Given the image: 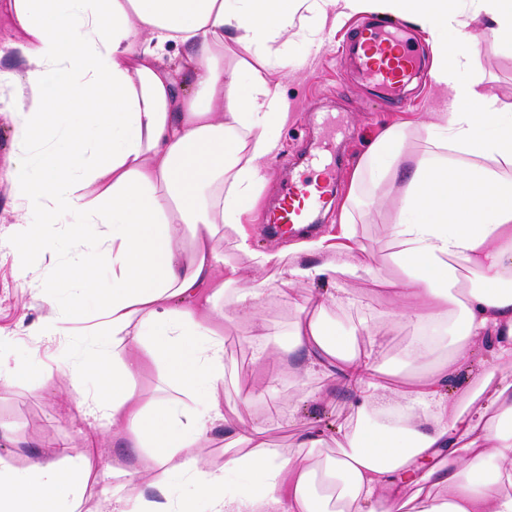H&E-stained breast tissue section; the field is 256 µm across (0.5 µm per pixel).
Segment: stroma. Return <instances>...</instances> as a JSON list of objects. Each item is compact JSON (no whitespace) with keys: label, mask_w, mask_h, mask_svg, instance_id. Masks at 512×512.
<instances>
[{"label":"stroma","mask_w":512,"mask_h":512,"mask_svg":"<svg viewBox=\"0 0 512 512\" xmlns=\"http://www.w3.org/2000/svg\"><path fill=\"white\" fill-rule=\"evenodd\" d=\"M362 20L359 13L328 17L321 45L297 39L288 47V66L278 75V90L288 103L287 118L278 129L277 153L263 165L258 202L244 219L255 249L278 251L288 246V238L267 236L262 222L282 182L309 176L307 159L312 155L335 165L337 187L316 229L307 237L313 240L337 233L352 174L372 139L382 128L406 121L410 136L396 178L380 190L363 183L353 208L356 256L376 268L394 267L391 220L395 202L413 160L426 146L423 126L433 113L441 111L445 93L431 79L414 80L402 100L392 102L375 81L341 67L337 49ZM470 30L477 36L473 51L478 73L493 95L512 104V48L493 45L478 24H471ZM23 38V31L12 21L9 0H0V69L23 74L26 65L14 49ZM63 255L59 246L38 251L23 279L10 247L0 248V336L8 340L14 370L13 382L0 386V420L12 424L16 438L15 444L0 445V459L19 470L29 468L39 458L60 460L64 455L78 454L90 430L79 410H65L66 383L56 372L58 359L84 348V341L67 336L36 351L30 339L19 332L20 324L44 315V308L33 299L31 285L46 268L60 264ZM349 291L354 298L350 305L332 303L334 285L326 280L288 286L281 292L270 290L262 296L259 317L272 334L269 353L279 360V375L272 383L241 337L235 303L227 300L219 304L226 324L224 413L229 422L266 427L271 446L286 452L294 450L301 434L318 433L321 444L312 454L316 462L336 455L346 443V434L369 425V416L357 413L350 393L337 379L305 378L301 362L282 355L299 308L311 297L325 301L327 324L336 333L367 324L371 334L360 338V351L375 352V361L387 380H408L412 366L406 351L413 327L406 321L395 322L388 286L368 278L350 283ZM486 379L494 384L512 381V367L498 364L481 344L464 358L446 392L461 399ZM272 397L288 403L289 423L268 413L266 402Z\"/></svg>","instance_id":"35a3bbf8"}]
</instances>
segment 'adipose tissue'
<instances>
[{
    "label": "adipose tissue",
    "mask_w": 512,
    "mask_h": 512,
    "mask_svg": "<svg viewBox=\"0 0 512 512\" xmlns=\"http://www.w3.org/2000/svg\"><path fill=\"white\" fill-rule=\"evenodd\" d=\"M373 0H10L25 40L18 50L24 81L0 70V87L16 86L21 147L1 177L17 220L0 241L17 258L49 244L45 227L66 229L68 262L43 271L33 289L47 313L24 327L35 345L71 333L88 293L97 311L90 337L111 333L108 349L64 357L66 399L90 419L82 453L63 466L38 461L17 470L0 463V512H88L98 488L110 512H512V382L480 402L460 406L444 393L468 347L489 343L512 366V105L490 94L472 55L448 34L479 22L494 42L512 47V0H383L393 14L426 32L431 79L450 98L448 111L425 124L428 147L397 198L393 284L399 317L419 337L408 356L418 372L384 383L371 355H359L357 331L335 335L324 304L299 318L287 350L307 373L335 372L375 425L350 436L348 448L322 464L309 461L319 440L295 451L269 447L258 426L224 418V316L217 305L238 265L216 245L239 230L262 182V164L278 149L284 100L266 79L287 66L289 33L320 44L329 13L369 10ZM244 56L224 61V44ZM184 48L178 67L165 58ZM409 126L375 137L357 165L342 206L344 240L301 243L290 253L238 250L281 283L347 282L371 275L354 254V190L364 180L393 178ZM190 250L173 245L175 225ZM317 262H309V255ZM112 285L98 288L101 266ZM71 295L59 303L57 284ZM259 288L233 301L244 339L261 365L269 333L256 314ZM453 336L455 349L426 368L433 339ZM163 367L181 398H143L136 380ZM223 427L224 462L202 465V443ZM147 454L161 481L135 467H94L108 436Z\"/></svg>",
    "instance_id": "1"
}]
</instances>
